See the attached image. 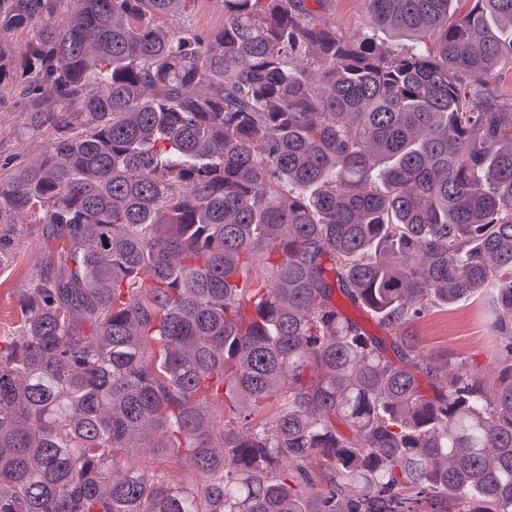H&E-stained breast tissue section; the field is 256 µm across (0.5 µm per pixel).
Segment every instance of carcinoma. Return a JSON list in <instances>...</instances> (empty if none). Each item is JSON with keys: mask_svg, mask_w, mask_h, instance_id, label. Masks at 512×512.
<instances>
[{"mask_svg": "<svg viewBox=\"0 0 512 512\" xmlns=\"http://www.w3.org/2000/svg\"><path fill=\"white\" fill-rule=\"evenodd\" d=\"M0 0L52 132L0 160L41 226L0 339V512H512V0ZM487 299L485 381L410 325ZM369 313L385 336L352 312ZM184 448L201 482L125 454ZM224 12L215 0H196L187 5L179 23L195 30H214L222 26ZM324 10L338 35L352 37L369 27L365 0H328ZM494 95L504 104L512 102V68L505 65L498 69L488 81Z\"/></svg>", "mask_w": 512, "mask_h": 512, "instance_id": "carcinoma-1", "label": "carcinoma"}]
</instances>
